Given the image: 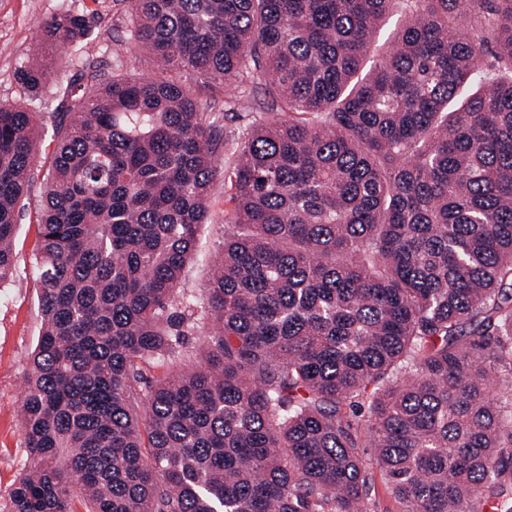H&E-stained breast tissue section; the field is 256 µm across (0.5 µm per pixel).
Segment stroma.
Masks as SVG:
<instances>
[{
  "mask_svg": "<svg viewBox=\"0 0 512 512\" xmlns=\"http://www.w3.org/2000/svg\"><path fill=\"white\" fill-rule=\"evenodd\" d=\"M71 12L92 20L91 53L68 50L66 68H50L39 93L26 90L17 79L20 68L41 56L40 29L52 16ZM130 14L126 0H0V103L19 105L38 113L41 140L32 184L20 202V217L14 237L16 272L11 282L0 287V512H9L10 493L20 473L30 467L20 407L25 380L31 368L41 318L38 308L40 226L44 185L55 148L53 112L57 111L61 87L88 67L103 77L114 69L136 77L156 71L155 62L129 39ZM185 86L204 104L224 129L226 143L218 155L228 161L232 139L256 118L254 106L262 93H254L237 111L224 109L225 88L197 75H182ZM233 191L223 177H216L209 199V218L200 231L195 255L179 286L181 293L203 305L210 286V268L223 249L228 230L224 215L233 207Z\"/></svg>",
  "mask_w": 512,
  "mask_h": 512,
  "instance_id": "obj_1",
  "label": "stroma"
}]
</instances>
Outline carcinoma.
<instances>
[{"label":"carcinoma","instance_id":"carcinoma-1","mask_svg":"<svg viewBox=\"0 0 512 512\" xmlns=\"http://www.w3.org/2000/svg\"><path fill=\"white\" fill-rule=\"evenodd\" d=\"M128 2L160 70H91L53 113L10 512H375L376 470L400 512H512V0ZM91 27L44 22L50 64ZM184 70L228 112L262 88L223 171ZM38 131L0 103V285ZM197 333L204 365L147 376ZM235 190L230 184L224 186V177L219 175L213 182L209 199L208 223L200 231L195 255L187 267L179 286L180 292L191 297L197 308L203 310L205 296L210 288V268L222 252L224 233L229 230L224 224V214L234 203L231 196Z\"/></svg>","mask_w":512,"mask_h":512}]
</instances>
